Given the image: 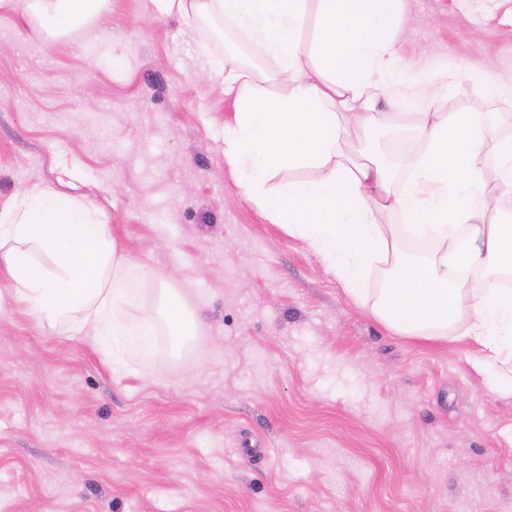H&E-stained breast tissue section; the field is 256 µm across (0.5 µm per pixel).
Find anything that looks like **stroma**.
<instances>
[{
    "instance_id": "1",
    "label": "stroma",
    "mask_w": 512,
    "mask_h": 512,
    "mask_svg": "<svg viewBox=\"0 0 512 512\" xmlns=\"http://www.w3.org/2000/svg\"><path fill=\"white\" fill-rule=\"evenodd\" d=\"M400 67L512 81V0H404ZM224 44L154 0L47 40L0 11V202L44 182L99 208L131 264L152 352L116 372L41 324L0 266V512H512V396L457 334L357 306L262 218L224 162ZM446 111L512 131V105ZM174 289L202 323L180 352Z\"/></svg>"
}]
</instances>
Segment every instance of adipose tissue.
<instances>
[{"mask_svg":"<svg viewBox=\"0 0 512 512\" xmlns=\"http://www.w3.org/2000/svg\"><path fill=\"white\" fill-rule=\"evenodd\" d=\"M110 0H0V10L41 18L50 32L83 26ZM185 21L221 15L255 55L224 56L217 75L233 103L224 160L267 223L301 239L345 293L400 336L434 340L454 325L472 340L473 365L512 392V290L470 283L473 270L512 272V225L490 220L493 193L481 167L493 151L500 189L512 193V137L468 112H445L449 88L467 84L512 100V85L472 71H443L422 86L400 78L402 0H158ZM392 96L401 117L378 111ZM422 152L402 189L380 157L350 154L351 135L396 123ZM404 217V228L383 223ZM437 244L413 260L402 237ZM0 258L15 297L48 327L95 336L113 366L151 348L153 322L133 323L128 261L102 215L36 182L0 209ZM391 264L384 288L367 296L375 262Z\"/></svg>","mask_w":512,"mask_h":512,"instance_id":"adipose-tissue-1","label":"adipose tissue"}]
</instances>
